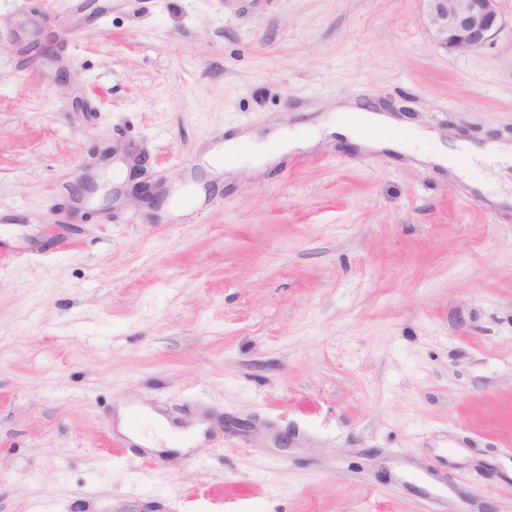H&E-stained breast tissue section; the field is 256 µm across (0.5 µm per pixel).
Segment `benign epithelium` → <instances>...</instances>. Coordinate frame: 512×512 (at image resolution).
I'll list each match as a JSON object with an SVG mask.
<instances>
[{"instance_id": "obj_1", "label": "benign epithelium", "mask_w": 512, "mask_h": 512, "mask_svg": "<svg viewBox=\"0 0 512 512\" xmlns=\"http://www.w3.org/2000/svg\"><path fill=\"white\" fill-rule=\"evenodd\" d=\"M433 39L448 51H475L494 43L506 26L499 0H424Z\"/></svg>"}]
</instances>
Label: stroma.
I'll use <instances>...</instances> for the list:
<instances>
[{
	"instance_id": "35a3bbf8",
	"label": "stroma",
	"mask_w": 512,
	"mask_h": 512,
	"mask_svg": "<svg viewBox=\"0 0 512 512\" xmlns=\"http://www.w3.org/2000/svg\"><path fill=\"white\" fill-rule=\"evenodd\" d=\"M343 100L512 145V28L451 52L424 0H0V512H512V166L320 133Z\"/></svg>"
}]
</instances>
